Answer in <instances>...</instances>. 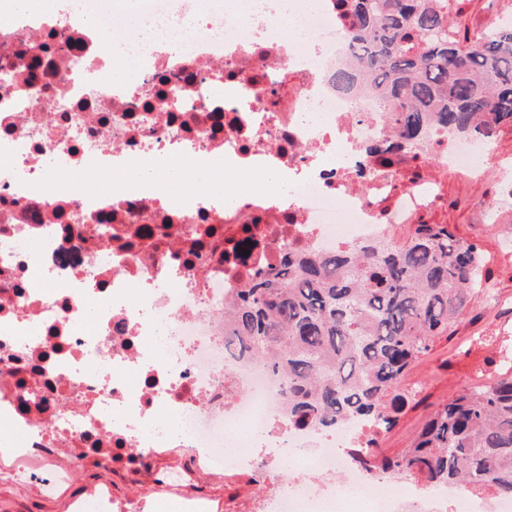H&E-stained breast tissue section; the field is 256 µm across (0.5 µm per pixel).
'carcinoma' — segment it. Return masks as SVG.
<instances>
[{
	"instance_id": "obj_1",
	"label": "carcinoma",
	"mask_w": 512,
	"mask_h": 512,
	"mask_svg": "<svg viewBox=\"0 0 512 512\" xmlns=\"http://www.w3.org/2000/svg\"><path fill=\"white\" fill-rule=\"evenodd\" d=\"M350 18V66L336 88L363 87L387 103L400 150L437 126L486 141L512 126V25L470 33L448 0H335ZM484 257L446 224H414L403 242L297 256L236 291L226 345L267 360L284 385L290 421L322 429L349 418L387 432L408 404L411 363L482 292ZM356 449L372 473L429 487L463 486L512 498V376L463 389L439 405L411 448L389 457Z\"/></svg>"
}]
</instances>
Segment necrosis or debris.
Instances as JSON below:
<instances>
[{
  "mask_svg": "<svg viewBox=\"0 0 512 512\" xmlns=\"http://www.w3.org/2000/svg\"><path fill=\"white\" fill-rule=\"evenodd\" d=\"M348 30L331 0H140L134 26L108 0H59L0 24V415L14 430L0 479L50 494L75 480L76 448L184 512H210L198 479L218 473L239 487L224 512H512L452 485L385 494L349 454L367 421L290 424L266 363L224 345V304L248 278L420 223L443 200L434 167L468 178L486 161L487 144L435 129L380 164L383 102L336 89ZM130 61L138 82L113 83ZM164 155L277 180L217 205L196 169L176 204L71 188ZM72 512L149 504L105 486Z\"/></svg>",
  "mask_w": 512,
  "mask_h": 512,
  "instance_id": "necrosis-or-debris-1",
  "label": "necrosis or debris"
}]
</instances>
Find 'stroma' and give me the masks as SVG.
Here are the masks:
<instances>
[{
	"label": "stroma",
	"mask_w": 512,
	"mask_h": 512,
	"mask_svg": "<svg viewBox=\"0 0 512 512\" xmlns=\"http://www.w3.org/2000/svg\"><path fill=\"white\" fill-rule=\"evenodd\" d=\"M505 155L501 164L490 165L473 181L461 180L453 170L438 171L447 200L428 215L432 224H445L461 240L478 246L489 262V288L506 302L497 308L477 300L472 310L457 324L451 339H438L430 351L409 368L404 383L419 389L415 403L409 404L396 426L380 438L384 454L401 455L415 438L437 404L461 390L487 383L512 368V246L505 245L504 229L496 219L477 222L481 210H495L499 182L512 174V131H502L495 142ZM79 476L42 496L28 484L0 481V512H71V503L86 499L102 486L115 484L120 496L133 491L130 483H113L112 469L90 460H76Z\"/></svg>",
	"instance_id": "1"
}]
</instances>
